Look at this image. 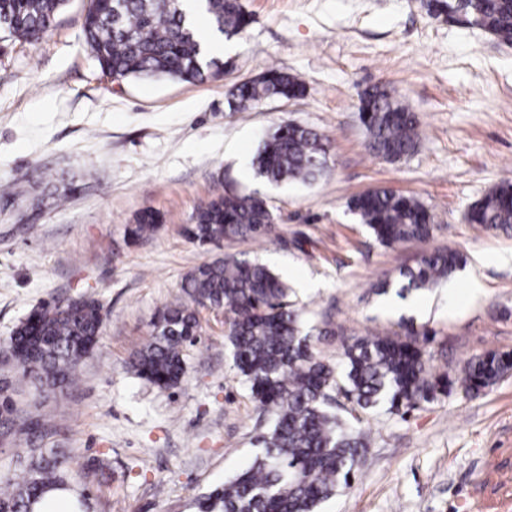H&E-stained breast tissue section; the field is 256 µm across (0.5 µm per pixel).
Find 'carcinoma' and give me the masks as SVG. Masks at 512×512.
<instances>
[{
    "label": "carcinoma",
    "mask_w": 512,
    "mask_h": 512,
    "mask_svg": "<svg viewBox=\"0 0 512 512\" xmlns=\"http://www.w3.org/2000/svg\"><path fill=\"white\" fill-rule=\"evenodd\" d=\"M66 0H0V31L32 45L55 26ZM430 11L460 16L512 43V0H430ZM209 19L211 37L230 38L250 22L239 0H89L83 31L103 72L115 79L167 77L203 82L219 68L209 56L193 16ZM304 83L279 69L236 87L237 112L264 98L293 99ZM360 112L373 154L400 161L417 148L414 112L382 85L360 97ZM328 140L298 124L278 126L261 142L254 166L270 182L311 183L326 171ZM348 208L384 246L425 241L433 215L419 200L380 188L353 197ZM277 218L260 195L224 193L198 208L184 234L200 245L226 238L269 237ZM485 230L512 232V183L502 182L466 214ZM159 229L152 213L127 225L125 242L135 243ZM452 250L424 253L400 270V292L430 289L461 266ZM182 291L187 302L159 310L151 338L136 353V375L160 390L181 384L184 350L200 335L202 309L224 310L225 339L234 367L249 385L257 407L270 418L256 443L260 452L245 471L198 500L200 512H319L321 504L352 485L370 448L362 420L336 410L342 394L365 412L383 409L403 415L422 403L450 395L455 380L433 370L419 340L381 333L355 338L344 348V368L323 361L303 332L300 313L288 301L289 288L267 265L221 257L189 272ZM104 315L93 296L41 303L14 329L6 345L20 380L47 397L73 383L83 360L99 343ZM512 372V353L490 350L469 361L461 378L467 393H478ZM9 386L0 385V436L24 438L0 480V512H33L43 494L71 492L89 512L86 490L76 485L80 465L44 443L43 424L16 406Z\"/></svg>",
    "instance_id": "cac0c4a2"
}]
</instances>
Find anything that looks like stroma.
Instances as JSON below:
<instances>
[{"label": "stroma", "instance_id": "stroma-1", "mask_svg": "<svg viewBox=\"0 0 512 512\" xmlns=\"http://www.w3.org/2000/svg\"><path fill=\"white\" fill-rule=\"evenodd\" d=\"M426 2L240 0L250 24L216 50L222 73L195 83L103 73L83 39L87 0H68L38 45L0 35V347L43 301L101 303V338L77 382L41 400L28 386L15 395L52 443L96 462L90 512H197V497L254 455L259 412L232 366L223 311L202 310L179 386L158 390L129 367L203 261L262 259L294 288L314 350L333 363L372 332L428 333L432 367L455 379L487 350L512 352V235L465 219L512 181V45ZM273 67L299 77L303 96L232 111L233 88ZM376 84L418 118V148L397 163L369 151L360 119V95ZM289 122L330 141L313 183L274 185L254 171L263 135ZM59 176L73 191L43 199ZM374 188L427 206L431 238L380 245L347 207ZM228 190L267 200L273 239L204 249L185 237L196 208ZM146 211L159 230L126 244V225ZM448 248L465 264L445 286L400 295L401 267ZM474 278L485 286L477 299ZM364 424L366 462L322 512H512V375Z\"/></svg>", "mask_w": 512, "mask_h": 512}]
</instances>
